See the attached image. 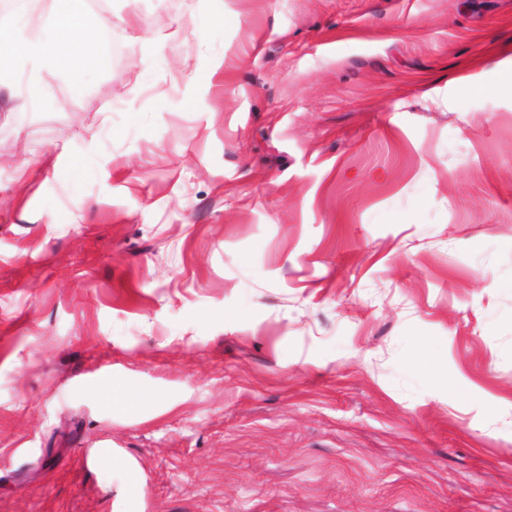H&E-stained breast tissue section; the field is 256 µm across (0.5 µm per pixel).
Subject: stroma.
Returning <instances> with one entry per match:
<instances>
[{"mask_svg":"<svg viewBox=\"0 0 512 512\" xmlns=\"http://www.w3.org/2000/svg\"><path fill=\"white\" fill-rule=\"evenodd\" d=\"M89 14L0 68V512H512V0ZM69 3L68 10L58 18L55 28L57 33L63 32L68 35L66 39H56L54 42V48L61 56H71L75 52L72 37L87 28L85 1L71 0Z\"/></svg>","mask_w":512,"mask_h":512,"instance_id":"stroma-1","label":"stroma"}]
</instances>
